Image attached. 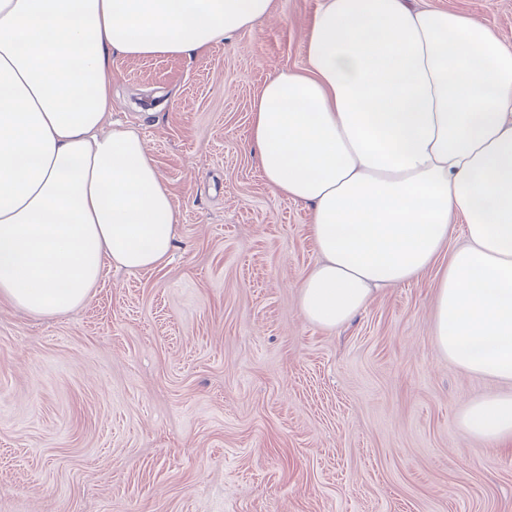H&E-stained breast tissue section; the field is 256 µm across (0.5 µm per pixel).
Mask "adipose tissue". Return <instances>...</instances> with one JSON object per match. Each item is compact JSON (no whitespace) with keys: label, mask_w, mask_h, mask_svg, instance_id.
Instances as JSON below:
<instances>
[{"label":"adipose tissue","mask_w":512,"mask_h":512,"mask_svg":"<svg viewBox=\"0 0 512 512\" xmlns=\"http://www.w3.org/2000/svg\"><path fill=\"white\" fill-rule=\"evenodd\" d=\"M273 0H0V298L37 316L83 304L105 265L167 263L180 234L140 133L109 128L112 61L192 58L253 28ZM302 68L268 75L251 144L280 196L309 206L319 261L304 318L348 324L433 266V344L512 381V44L419 0H321ZM459 428L512 445V394Z\"/></svg>","instance_id":"obj_1"}]
</instances>
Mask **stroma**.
Segmentation results:
<instances>
[{"label":"stroma","mask_w":512,"mask_h":512,"mask_svg":"<svg viewBox=\"0 0 512 512\" xmlns=\"http://www.w3.org/2000/svg\"><path fill=\"white\" fill-rule=\"evenodd\" d=\"M423 4L512 43V0ZM319 6L274 0L192 59L114 60L112 118L139 128L180 238L68 313L0 300V512H512V450L459 430L512 385L437 354V269L338 329L300 312L311 216L265 183L250 112L303 66Z\"/></svg>","instance_id":"35a3bbf8"}]
</instances>
